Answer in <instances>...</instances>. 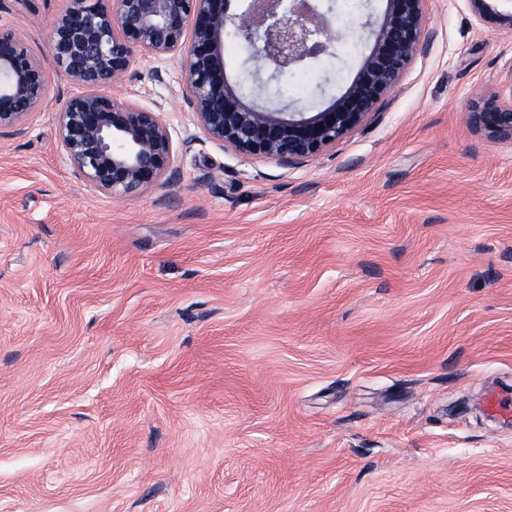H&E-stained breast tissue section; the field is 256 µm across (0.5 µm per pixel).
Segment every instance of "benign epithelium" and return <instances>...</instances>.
<instances>
[{
    "instance_id": "1",
    "label": "benign epithelium",
    "mask_w": 512,
    "mask_h": 512,
    "mask_svg": "<svg viewBox=\"0 0 512 512\" xmlns=\"http://www.w3.org/2000/svg\"><path fill=\"white\" fill-rule=\"evenodd\" d=\"M72 0L50 23L54 59L83 91L57 111L61 148L77 177L112 196L139 195L176 181V147L163 113L99 90L125 81L140 57L180 58L183 98L204 136L248 160L292 164L320 156L361 128L426 48L427 0H386L372 30L370 54L345 92L320 112H289L247 99L231 81L226 38L256 63L252 90L336 49V19L327 0ZM480 23L512 33V11L496 0H466ZM51 77L10 32L0 29V131L20 132L48 99ZM474 114L492 134L512 139V86L483 99Z\"/></svg>"
}]
</instances>
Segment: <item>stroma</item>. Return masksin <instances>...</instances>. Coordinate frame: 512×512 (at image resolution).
Listing matches in <instances>:
<instances>
[{
    "instance_id": "35a3bbf8",
    "label": "stroma",
    "mask_w": 512,
    "mask_h": 512,
    "mask_svg": "<svg viewBox=\"0 0 512 512\" xmlns=\"http://www.w3.org/2000/svg\"><path fill=\"white\" fill-rule=\"evenodd\" d=\"M70 0H0L47 67ZM269 98H339L384 0ZM427 47L321 156L210 142L180 60L117 97L161 106L181 178L137 197L76 177L58 74L0 133V512H512V140L473 114L512 76V34L427 0Z\"/></svg>"
}]
</instances>
